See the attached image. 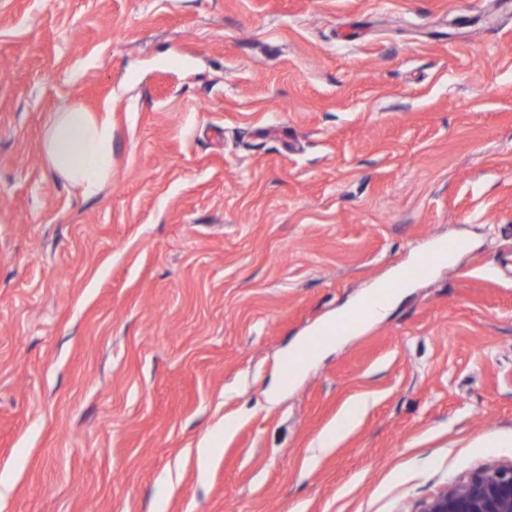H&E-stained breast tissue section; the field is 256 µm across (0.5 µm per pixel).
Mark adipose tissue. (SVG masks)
<instances>
[{
  "mask_svg": "<svg viewBox=\"0 0 512 512\" xmlns=\"http://www.w3.org/2000/svg\"><path fill=\"white\" fill-rule=\"evenodd\" d=\"M51 170L85 197L100 194L112 178V120L72 103L50 113L42 140Z\"/></svg>",
  "mask_w": 512,
  "mask_h": 512,
  "instance_id": "adipose-tissue-1",
  "label": "adipose tissue"
}]
</instances>
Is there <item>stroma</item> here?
<instances>
[{"instance_id": "stroma-1", "label": "stroma", "mask_w": 512, "mask_h": 512, "mask_svg": "<svg viewBox=\"0 0 512 512\" xmlns=\"http://www.w3.org/2000/svg\"><path fill=\"white\" fill-rule=\"evenodd\" d=\"M510 461L512 0H0V512H418ZM72 103L51 112L42 147L51 170L84 197L100 194L112 178V120ZM364 404L361 402H354L350 404L344 411L340 421L336 424V428L329 431L322 440L321 447L317 448L319 451H326L333 447L335 441L344 433V431L352 425L362 414Z\"/></svg>"}]
</instances>
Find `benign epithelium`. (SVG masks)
<instances>
[{"mask_svg":"<svg viewBox=\"0 0 512 512\" xmlns=\"http://www.w3.org/2000/svg\"><path fill=\"white\" fill-rule=\"evenodd\" d=\"M418 512H512V461L479 468L443 487Z\"/></svg>","mask_w":512,"mask_h":512,"instance_id":"1","label":"benign epithelium"}]
</instances>
